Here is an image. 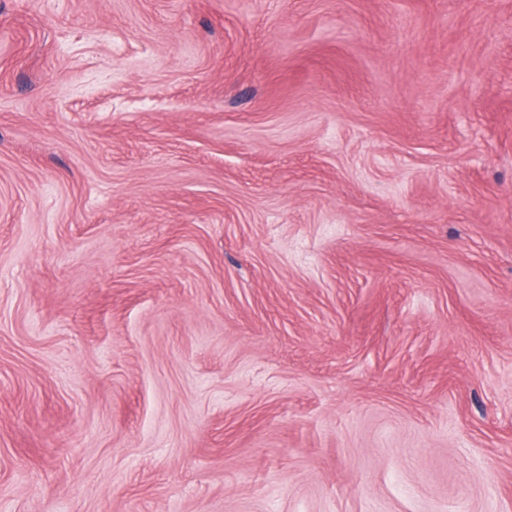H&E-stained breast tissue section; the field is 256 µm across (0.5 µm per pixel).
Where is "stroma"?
<instances>
[{
	"label": "stroma",
	"mask_w": 512,
	"mask_h": 512,
	"mask_svg": "<svg viewBox=\"0 0 512 512\" xmlns=\"http://www.w3.org/2000/svg\"><path fill=\"white\" fill-rule=\"evenodd\" d=\"M0 512H512V0H0Z\"/></svg>",
	"instance_id": "stroma-1"
}]
</instances>
